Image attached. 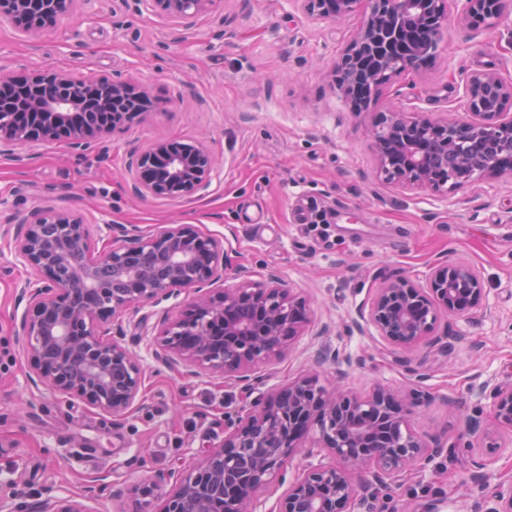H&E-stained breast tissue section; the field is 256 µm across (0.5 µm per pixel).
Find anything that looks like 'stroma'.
Here are the masks:
<instances>
[{
  "label": "stroma",
  "mask_w": 512,
  "mask_h": 512,
  "mask_svg": "<svg viewBox=\"0 0 512 512\" xmlns=\"http://www.w3.org/2000/svg\"><path fill=\"white\" fill-rule=\"evenodd\" d=\"M95 0L55 29L29 38L0 25V68L38 65L97 79L147 86L164 109L107 136L106 152L76 155L62 143L0 146V198L16 221L34 206L82 216L102 247L107 225L151 231L193 224L224 239L231 262L254 279L277 274L308 305L309 321L285 359L265 367L274 388L321 368L320 381L353 394L374 385L405 387L416 375L432 401L410 422L436 433L453 456H440L383 491L382 512H473L484 489L512 481V439L501 436L474 474L461 447L466 423L491 428L489 407L476 404L473 382L512 381V185L478 179L444 196L386 182L375 174L366 116L335 90L331 73L358 25L311 18L300 0H217L187 29L155 12ZM496 72L512 81V14L494 26L468 28L449 18L433 64L384 85L379 111L464 115L467 77ZM158 137L206 144L221 167L209 189L187 199H138L127 191L131 150ZM30 156L28 165L20 157ZM335 209L331 224L310 223L307 201ZM475 266L484 301L477 312L449 317L459 334L449 350L421 344L401 350L373 330L358 329V311L384 278L425 285L439 260ZM29 277L0 244V489L29 497L46 488L82 492L107 475L96 512H136V485L171 468L190 469L224 434L225 412L244 403L233 382L194 375L156 360L149 343L162 310L187 308L188 295L123 318L126 346L143 369L140 402L126 418L32 382L17 330V290ZM351 355L352 368L318 362L322 346Z\"/></svg>",
  "instance_id": "obj_1"
}]
</instances>
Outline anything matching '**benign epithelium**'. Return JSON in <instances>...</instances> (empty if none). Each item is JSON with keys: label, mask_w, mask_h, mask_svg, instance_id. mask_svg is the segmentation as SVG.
<instances>
[{"label": "benign epithelium", "mask_w": 512, "mask_h": 512, "mask_svg": "<svg viewBox=\"0 0 512 512\" xmlns=\"http://www.w3.org/2000/svg\"><path fill=\"white\" fill-rule=\"evenodd\" d=\"M82 2L88 0H0V22L34 38L74 15ZM215 2L122 0V6L147 3L172 24L186 26ZM302 2L310 14L333 21L361 15L332 72L344 97L362 76L357 67L346 78L339 69L371 55L386 59L398 53L405 70L420 72L440 50L450 11L461 25H492L512 8V0H416L421 35L405 44L400 27L409 0ZM93 85L48 65L20 75L1 72L0 142L64 140L73 149H104L111 131L144 118L150 101L145 88L114 80L90 97L85 90ZM464 92L471 111L463 117L391 111L383 129L370 101L360 104L378 174L394 170L400 186L433 193H454L476 179L512 182L511 163L456 154L463 136L512 133V83L496 72H477L466 80ZM488 94L499 101L498 111L480 110ZM89 111L100 120H75ZM129 170L135 196L183 198L211 185L214 159L203 144L157 139L130 152ZM11 224L0 199V237L14 260L31 272L18 289L19 301L26 302L20 343L38 381L115 419L125 417L140 400L142 372L111 324L192 291L185 312H163L150 349L165 364L221 374L246 398L242 407L225 413L224 435L192 470H168L164 491L155 483L135 488L139 512H378L380 491L443 452L437 437L407 430L409 418L430 402L420 374L408 387H379L363 397L328 389L315 373L266 388L259 370L287 356L307 322L305 301L278 277L257 281L242 266L235 269V283L210 288L226 279L230 257L224 240L202 234L193 224L164 225L149 233L135 224H107L111 245L95 252L88 225L78 215L38 206L29 220ZM483 298L476 268L439 261L431 265L424 287L406 278L384 281L368 310L358 315L392 347L426 342L446 349L455 335L436 333L439 320L469 314ZM471 392L490 400L495 429L512 434V385L483 381ZM322 453L335 463L309 464L287 477L288 462ZM99 480L78 496L28 499L0 493V512H94L96 488L106 487L104 477ZM275 484L287 488L268 507ZM486 500L487 512H512V483L493 487Z\"/></svg>", "instance_id": "7a95c632"}]
</instances>
